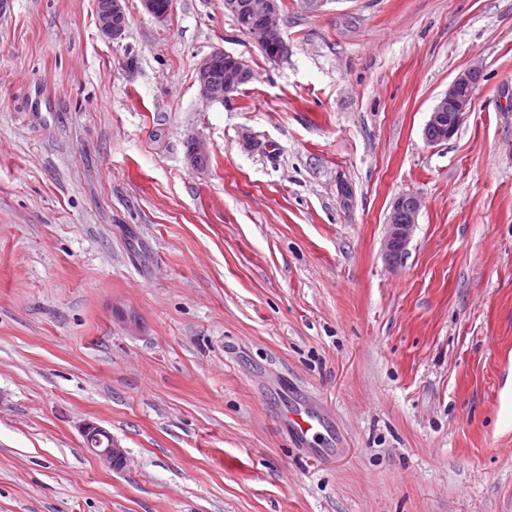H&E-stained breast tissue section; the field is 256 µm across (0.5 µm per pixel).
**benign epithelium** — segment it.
Masks as SVG:
<instances>
[{"label":"benign epithelium","mask_w":512,"mask_h":512,"mask_svg":"<svg viewBox=\"0 0 512 512\" xmlns=\"http://www.w3.org/2000/svg\"><path fill=\"white\" fill-rule=\"evenodd\" d=\"M141 4L149 14L164 18L171 11L173 0H141ZM250 10L261 19L262 27L259 30H252L242 26L240 30L252 35L259 45H264V34L281 32V10L277 0H251ZM124 17L122 0H108L106 6L97 11L98 27L102 35L113 40L121 38L125 31V25L122 24ZM222 65L229 76L228 84L224 88L212 81L213 70ZM248 70L249 67L243 59L223 50L212 52L197 68L196 81L202 97L211 101L224 100V92L235 90L237 84L248 77ZM477 73V68L465 69L450 82L448 89L430 112L425 125L424 136L427 143H444L458 131L473 106L474 77ZM420 208L421 198L415 193H404L393 200L383 243L388 261L397 260L406 249L413 235ZM82 434L86 446L104 464L116 471L126 468V450L104 428L88 423L83 427Z\"/></svg>","instance_id":"benign-epithelium-1"}]
</instances>
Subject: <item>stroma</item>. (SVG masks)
Segmentation results:
<instances>
[{
  "label": "stroma",
  "mask_w": 512,
  "mask_h": 512,
  "mask_svg": "<svg viewBox=\"0 0 512 512\" xmlns=\"http://www.w3.org/2000/svg\"><path fill=\"white\" fill-rule=\"evenodd\" d=\"M285 4L277 63L224 0L0 16V512H512V0ZM122 0H109L106 6L97 11L98 27L102 35L117 40L122 37L125 25L122 20L125 17V9ZM121 18V20H118ZM222 65L225 66L229 76L226 88L216 85L211 77L213 70ZM248 70V65L240 57L223 50L212 52L201 61L197 68L196 81L202 97L211 101H223L224 92L227 96L231 91L235 92L239 89H236V86L248 77ZM226 91L228 92L226 93ZM480 70L469 68L461 71L448 85L430 112L424 136L428 144L447 142L458 131L471 112L474 100V77ZM437 136L432 138L431 134ZM421 208V198L415 193H404L391 204L384 239V253L388 261L397 260L409 244ZM290 421L295 433L303 441H308L310 436L314 441L315 437L322 434L320 430L324 429L323 420L315 414H294ZM82 434L86 446L104 464L116 471L126 468L128 463L126 450L104 428L94 423H87L83 427ZM104 441L106 443L103 446Z\"/></svg>",
  "instance_id": "35a3bbf8"
}]
</instances>
